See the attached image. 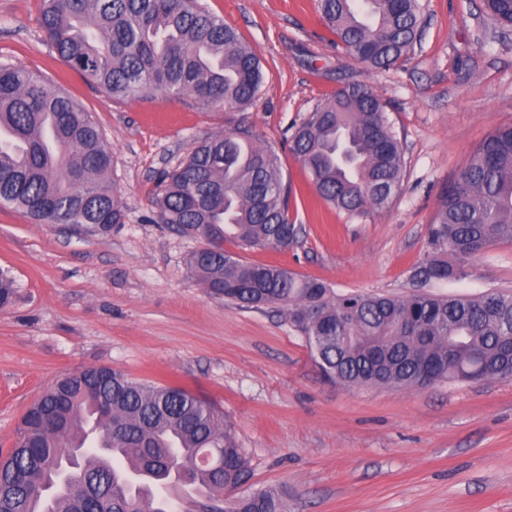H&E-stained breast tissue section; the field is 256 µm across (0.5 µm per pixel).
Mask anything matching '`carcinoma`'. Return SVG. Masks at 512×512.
<instances>
[{"label": "carcinoma", "mask_w": 512, "mask_h": 512, "mask_svg": "<svg viewBox=\"0 0 512 512\" xmlns=\"http://www.w3.org/2000/svg\"><path fill=\"white\" fill-rule=\"evenodd\" d=\"M323 19L353 57L379 69L408 59L421 0H319ZM502 29L512 0H483ZM38 25L71 68L110 100L159 91L212 108L259 96L260 61L200 0H42ZM0 204L35 224L121 221L107 179L111 154L91 114L41 73L0 64ZM288 149L318 195L355 217L389 206L404 156L386 104L351 83L295 129ZM158 221L203 239L187 266L210 293L248 308L280 306L306 336L325 379L358 387L422 388L512 373V294L439 297L426 287L456 279L464 264L512 243V126L490 133L442 196L431 251L405 296H337L323 281L224 249L286 250L290 224L281 158L247 128L201 139L159 180ZM251 477L224 413L181 387L89 367L56 382L23 415L0 453V512H286L277 488L232 495Z\"/></svg>", "instance_id": "1"}]
</instances>
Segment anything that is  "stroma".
Masks as SVG:
<instances>
[{
    "label": "stroma",
    "mask_w": 512,
    "mask_h": 512,
    "mask_svg": "<svg viewBox=\"0 0 512 512\" xmlns=\"http://www.w3.org/2000/svg\"><path fill=\"white\" fill-rule=\"evenodd\" d=\"M261 59L249 107L204 109L148 93L108 100L56 57L40 31L41 0H0V63L40 71L90 112L111 147L123 210L105 233L34 224L0 206V449L58 379L109 366L215 402L251 461L248 490L286 487L287 512H512V378L424 389L325 382L286 311L211 295L189 273L201 239L154 222L163 171L195 142L240 125L279 150L299 225L288 250L244 251L321 279L336 294L409 292L430 251L440 200L474 148L512 124V29L483 0H422L420 39L400 67L376 69L335 46L318 0H202ZM350 81L387 104L405 166L389 207L348 217L321 200L288 150L289 128ZM433 293L512 289V244L468 260Z\"/></svg>",
    "instance_id": "stroma-1"
}]
</instances>
